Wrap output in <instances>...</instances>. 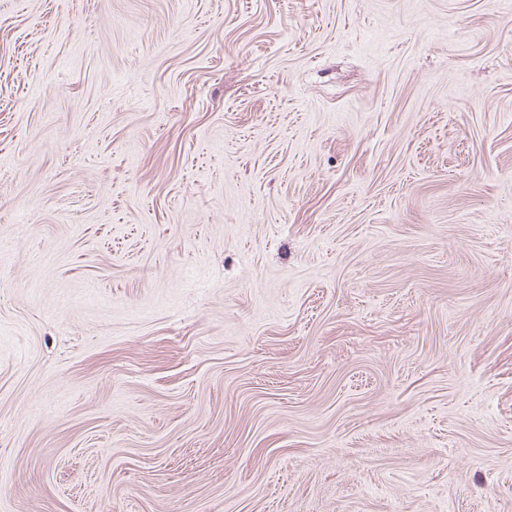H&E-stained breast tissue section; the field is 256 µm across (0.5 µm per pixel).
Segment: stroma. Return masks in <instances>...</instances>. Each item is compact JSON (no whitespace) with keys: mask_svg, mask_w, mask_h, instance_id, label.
Segmentation results:
<instances>
[{"mask_svg":"<svg viewBox=\"0 0 512 512\" xmlns=\"http://www.w3.org/2000/svg\"><path fill=\"white\" fill-rule=\"evenodd\" d=\"M0 512H512V0H0Z\"/></svg>","mask_w":512,"mask_h":512,"instance_id":"35a3bbf8","label":"stroma"}]
</instances>
